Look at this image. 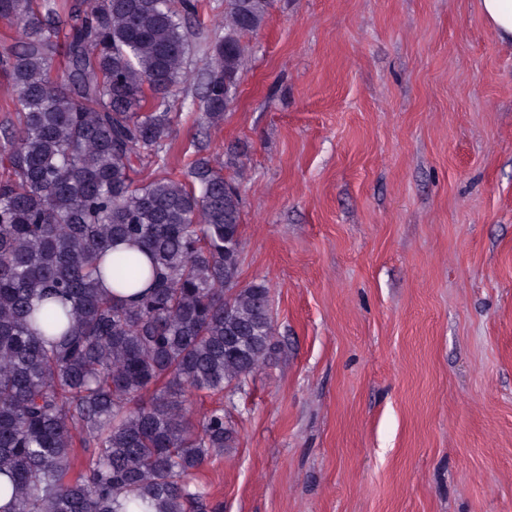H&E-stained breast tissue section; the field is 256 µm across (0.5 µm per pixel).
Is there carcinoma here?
I'll list each match as a JSON object with an SVG mask.
<instances>
[{
    "label": "carcinoma",
    "mask_w": 512,
    "mask_h": 512,
    "mask_svg": "<svg viewBox=\"0 0 512 512\" xmlns=\"http://www.w3.org/2000/svg\"><path fill=\"white\" fill-rule=\"evenodd\" d=\"M269 4L225 0L196 75L184 23L201 0H68L56 83L57 0H0L17 33L0 39L17 91L0 145V512H220L193 475L237 430L222 404L195 416L192 396L235 393L270 359V295L239 284L242 205L224 170L240 155L197 150L184 177L166 171L171 91L199 79L203 119L222 123L242 26ZM144 165L157 175L138 178Z\"/></svg>",
    "instance_id": "cac0c4a2"
}]
</instances>
